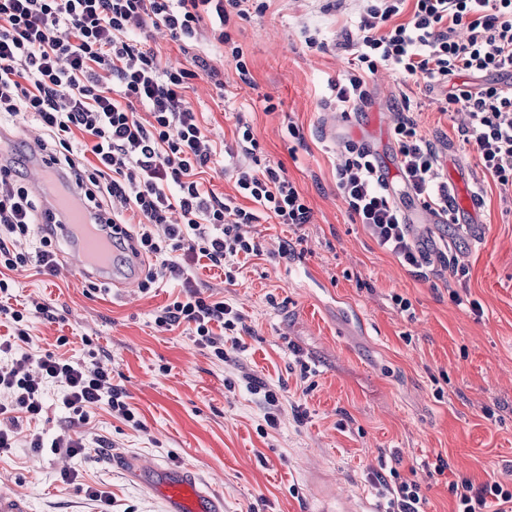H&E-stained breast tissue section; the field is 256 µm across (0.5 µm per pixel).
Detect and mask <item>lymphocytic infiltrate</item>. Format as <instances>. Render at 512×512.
Instances as JSON below:
<instances>
[{
  "label": "lymphocytic infiltrate",
  "mask_w": 512,
  "mask_h": 512,
  "mask_svg": "<svg viewBox=\"0 0 512 512\" xmlns=\"http://www.w3.org/2000/svg\"><path fill=\"white\" fill-rule=\"evenodd\" d=\"M352 45L354 67L335 82V98L358 109L369 97L366 78L389 66L403 79L445 88L444 111L468 113L459 138L477 151L485 174L512 187V89L489 83L472 88L463 75L512 74V0H363ZM266 0H0V112L32 113L49 138L40 151L62 171L67 186L90 220L104 219L113 246H129L134 257L153 261L141 291L161 279L180 280L182 298L156 316L158 325H185L194 342L224 359V339L238 335L243 317L221 300L199 293L195 268L201 260L235 281L241 257L260 255L262 244L250 234L260 218L296 227L310 221V209L283 164L262 162L263 149L244 113L236 115L235 151L249 163L224 165L237 198H221L199 179L214 162L216 147L204 134L184 91L196 71L162 66L156 52L135 30L165 27L173 40L192 46L203 34L224 48L239 79L252 84L242 46L230 29L235 20L260 15ZM111 73L116 87L103 85ZM149 121H141L136 106ZM401 183L408 197L436 215H450L453 198L441 174L434 142L421 136L403 101L393 128ZM84 137L83 153L72 142ZM337 186L352 218L377 242L413 270L426 262L413 244L404 212L388 191L375 153L363 143L346 142L336 168ZM39 203L14 168L0 171V269L36 261L54 274L58 253L42 236L36 254L23 247ZM136 225L129 234L128 225ZM15 325L13 339H0V449L14 444L18 417L38 419L48 385L64 386L63 406L86 420L93 406H107L131 422L125 393L97 359H61L47 353L13 357L14 341L31 342L26 311L0 304ZM34 450L84 458L106 453L103 440L61 433L33 436ZM385 512H424L418 481L378 476ZM456 512H512V489L488 480L451 482Z\"/></svg>",
  "instance_id": "obj_1"
}]
</instances>
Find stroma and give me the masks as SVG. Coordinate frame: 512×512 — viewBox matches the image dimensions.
I'll use <instances>...</instances> for the list:
<instances>
[{"mask_svg": "<svg viewBox=\"0 0 512 512\" xmlns=\"http://www.w3.org/2000/svg\"><path fill=\"white\" fill-rule=\"evenodd\" d=\"M358 13L357 0H268L262 16L232 29L250 86L210 44L187 54L168 31L146 28L162 63L191 69L200 57L218 71L223 88L203 74L185 91L207 135L218 151L232 148L233 111L248 108L267 161L284 164L311 219L300 228L261 220L264 251L246 259L234 282L215 268L197 270L201 294L245 318L246 332L223 360L183 327L155 325L179 293L175 283L148 293L112 283L94 291L64 265L54 276L31 265L10 271L9 306L38 301L52 310L31 316L26 352L98 353L137 421L93 408L87 423L71 424L62 388L49 386L40 420L18 422L15 447L0 449V491L29 500L34 512H99L83 491L89 485L110 494L112 512H165L129 474L130 457L190 471L222 495L224 512H319L328 497L382 512L373 477L385 465L420 482L425 512H456L448 485L462 477L512 484V188L484 175L458 138L460 115L442 112L440 92L382 68L368 80L369 100L384 114L371 142L380 163L396 159L394 112L410 98L420 134L480 200L459 223L429 224L419 202L397 196L416 219L411 236L428 257L427 275L403 266L349 216L336 184L343 145L331 129L353 141L369 117L343 115L331 84L350 67L346 42L357 36ZM307 30L324 50L306 46ZM266 95L276 106L270 113ZM292 124L299 137L289 135ZM283 240L294 242L292 256L279 255ZM455 292L481 314L456 305ZM396 294L411 312L397 308ZM304 362L310 373H301ZM246 374L279 394L277 428L265 423L263 396L246 388ZM67 428L111 447L69 460L28 446L33 433L50 439ZM440 459L444 473H428ZM69 467L77 484L60 479Z\"/></svg>", "mask_w": 512, "mask_h": 512, "instance_id": "1", "label": "stroma"}]
</instances>
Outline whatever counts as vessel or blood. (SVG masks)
I'll return each instance as SVG.
<instances>
[{"label":"vessel or blood","mask_w":512,"mask_h":512,"mask_svg":"<svg viewBox=\"0 0 512 512\" xmlns=\"http://www.w3.org/2000/svg\"><path fill=\"white\" fill-rule=\"evenodd\" d=\"M31 172L34 191L48 194L50 203L62 214L61 229L73 241L69 265L74 274L90 278L108 271L112 265L109 238L90 224L74 197L56 194L59 175L55 169L38 158L33 161ZM127 466L133 475L145 479L147 489L162 497L166 512H224L223 499L204 490L185 470L133 459L128 460Z\"/></svg>","instance_id":"1"}]
</instances>
